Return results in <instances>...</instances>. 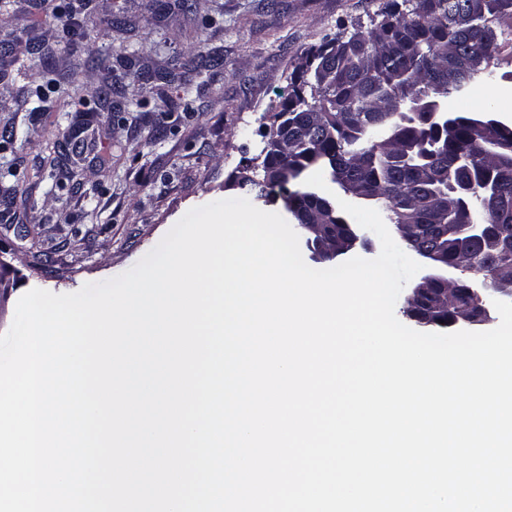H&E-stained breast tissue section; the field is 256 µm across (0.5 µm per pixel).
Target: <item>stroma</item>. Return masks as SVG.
I'll use <instances>...</instances> for the list:
<instances>
[{
    "label": "stroma",
    "mask_w": 512,
    "mask_h": 512,
    "mask_svg": "<svg viewBox=\"0 0 512 512\" xmlns=\"http://www.w3.org/2000/svg\"><path fill=\"white\" fill-rule=\"evenodd\" d=\"M389 2L90 0L70 34L51 0H0V334L29 290L116 277L188 210L243 197L232 181L303 55L369 30ZM495 72L448 112L490 104L512 126V53ZM47 248L53 264L35 266Z\"/></svg>",
    "instance_id": "35a3bbf8"
}]
</instances>
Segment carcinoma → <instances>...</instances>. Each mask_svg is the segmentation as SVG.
<instances>
[{
    "label": "carcinoma",
    "instance_id": "cac0c4a2",
    "mask_svg": "<svg viewBox=\"0 0 512 512\" xmlns=\"http://www.w3.org/2000/svg\"><path fill=\"white\" fill-rule=\"evenodd\" d=\"M512 17V0H416L407 15L388 7L366 32L341 35L306 52L291 73L292 93L271 116L266 137L288 126L300 129L288 156L267 152L262 168L308 170L327 157L344 185H359L367 200L381 203L394 224L419 221L414 202L429 210L438 193L455 196L470 189L468 207L432 213L411 246L450 260L464 258L478 270L512 267V139L490 131L484 155L475 144L469 117L439 131L417 111L420 102L444 100L467 92L476 79L491 75L499 53L497 25ZM310 88L315 130H306L298 108L300 87ZM404 139L416 160L376 152L389 137ZM488 176L496 192L487 195L473 179ZM240 189L264 200L279 190L288 194L299 215L320 210L317 191L288 192L246 177ZM465 224H491L494 233L471 242L457 233Z\"/></svg>",
    "mask_w": 512,
    "mask_h": 512
}]
</instances>
